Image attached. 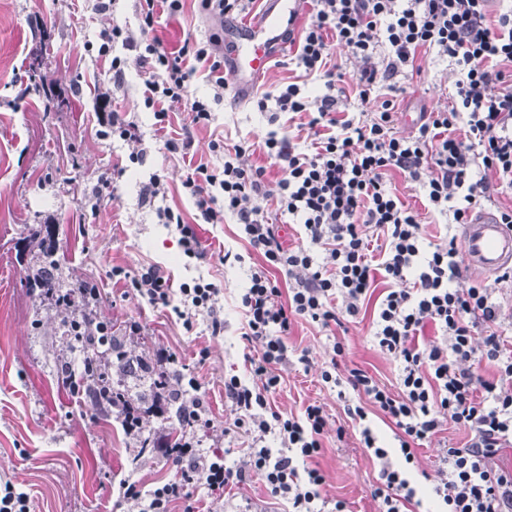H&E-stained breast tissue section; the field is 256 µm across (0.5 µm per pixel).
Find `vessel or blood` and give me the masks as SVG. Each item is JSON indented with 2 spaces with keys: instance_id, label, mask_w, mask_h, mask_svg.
Instances as JSON below:
<instances>
[{
  "instance_id": "obj_1",
  "label": "vessel or blood",
  "mask_w": 512,
  "mask_h": 512,
  "mask_svg": "<svg viewBox=\"0 0 512 512\" xmlns=\"http://www.w3.org/2000/svg\"><path fill=\"white\" fill-rule=\"evenodd\" d=\"M262 12L232 27L225 55L226 91L240 104L253 91L272 58L288 48V33L303 20L304 0H263ZM463 257L471 271L491 276L512 268V228L488 213L461 225Z\"/></svg>"
}]
</instances>
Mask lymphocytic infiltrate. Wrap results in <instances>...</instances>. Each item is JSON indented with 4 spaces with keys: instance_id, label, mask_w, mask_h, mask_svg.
I'll return each mask as SVG.
<instances>
[{
    "instance_id": "obj_1",
    "label": "lymphocytic infiltrate",
    "mask_w": 512,
    "mask_h": 512,
    "mask_svg": "<svg viewBox=\"0 0 512 512\" xmlns=\"http://www.w3.org/2000/svg\"><path fill=\"white\" fill-rule=\"evenodd\" d=\"M314 18L302 30L291 63L305 76L324 81L319 91L295 82L265 93L260 110L307 118L306 151L288 133L269 132L264 152L282 173L277 210L302 225L305 241L282 245L278 226L256 199L266 197V168L251 162L247 143L233 146L213 140L209 149L219 164H188L183 188L193 198L199 220L220 224L236 217L266 263L251 270L240 297L244 347L251 383L237 376L224 381L231 407V431L251 437L239 466L224 454L197 448L193 439L164 446L176 470L149 490L123 481L122 496L143 502V512H197L190 487L210 493L260 478L269 495L284 501L288 512H349L346 501L328 498L318 458L329 416L311 403L298 415L272 409L291 359L288 339L297 320L329 330L354 322L378 283L387 289L372 321L377 349L399 366L400 389L391 391L368 372L341 363V342L324 362L321 380L347 403V429L358 430L364 448L380 465V481L371 492L380 512H512V469L494 464L498 452L512 446V339L502 330L503 308L495 285L512 284V269L498 274L494 286L458 288L464 266L456 236L426 240L419 215L405 207L388 186L398 171L422 190L432 212L454 224L469 223L496 193L512 192V4L489 18L487 0H312ZM137 29L119 23L103 28L98 58L108 60L109 79L100 90L110 102L123 86L129 63H136L144 86L143 102L162 133V148L187 156L190 132L166 137L170 114L188 108L192 128L213 121V107L224 100V57L220 36L167 49L155 34L162 16L175 17L184 0H135ZM346 47L360 63L353 74L360 103L374 111L351 112L345 105V78L332 62L331 44ZM123 54H115V45ZM454 61L452 102L420 114L418 131L403 135L394 127L396 107L380 90L396 91V79L415 69L419 54ZM205 69L211 93L197 98L189 82ZM99 137L125 142L131 162L145 151L138 123L117 111L98 117ZM285 272L279 285L273 270ZM112 278L130 281L137 297L154 308L170 310L185 329L205 318L212 335L224 332L220 288L202 279L180 285L159 267L135 278L123 267ZM376 413L395 427L396 447L382 446L367 422ZM454 426L467 432L464 446L443 449L438 479L430 486L413 483L408 467L415 449ZM280 446H264L266 435Z\"/></svg>"
}]
</instances>
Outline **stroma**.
<instances>
[{
  "label": "stroma",
  "instance_id": "35a3bbf8",
  "mask_svg": "<svg viewBox=\"0 0 512 512\" xmlns=\"http://www.w3.org/2000/svg\"><path fill=\"white\" fill-rule=\"evenodd\" d=\"M95 5L96 0H76L72 6L66 0H0V477L28 494L31 512H140V502L124 499L113 483L129 478L149 488L173 473L171 461L162 455H139L115 414L76 403L63 387V369L78 354L67 343L59 316L28 279L36 265L29 242L43 229L51 234L66 281L75 287L98 284L101 298L95 315L112 323L129 356L151 362L166 351L192 365L212 421L211 428L194 430L202 446L229 449L232 463L245 453L242 437L224 431L230 416L224 379L247 374L238 338L239 295L251 268L265 260L249 246L233 216L220 224L196 223L193 200L182 187L186 166L158 149L137 66L129 67L113 106L138 122L143 162L127 165L126 145L98 136L97 94L107 73L103 62L84 50L85 42L96 41L107 23ZM223 25L222 18L201 13L196 0H188L181 16L161 18L156 34L171 49L186 40L207 41ZM420 63L421 74L398 78L405 93L396 126L404 134L413 129L407 115L447 105L454 80L451 61L431 54ZM44 81L60 92L49 106L34 90ZM271 128L268 113L258 111L253 101L223 102L216 106L212 124L196 130L195 158L212 161L208 144L215 138L230 146L249 141L252 162L266 167L268 189L277 193L281 175L268 166L262 148ZM154 175L163 180L166 194L148 198L144 187ZM102 178L115 189L92 215L86 198ZM389 182L392 192L418 212L428 240L458 233L457 225L430 213L417 185L397 172ZM165 207L180 210L193 224L205 260L185 261L177 234L157 218ZM227 250L242 254L243 263L222 265L219 257ZM116 265L132 275L157 265L178 283L199 277L215 282L224 306L223 335H210L202 318L193 329H185L138 300L133 288L113 284L110 271ZM134 318L142 324L141 333L125 335L126 323ZM370 330L367 319L350 325L342 338L346 363L398 391V367L374 347ZM333 342L317 325L295 323L289 345L309 349L310 362L293 363L285 371L271 406L295 414L310 403L325 406L332 421L319 458L327 475L326 493L345 500L350 512H379L371 496L379 465L362 447L358 433L337 439L335 424L344 418V404L320 381ZM203 349L208 356L202 361L198 353ZM466 441L463 430L448 427L419 449L412 480L436 481L440 446L460 447ZM192 495L201 512L284 510L256 478L227 495H209L201 488Z\"/></svg>",
  "mask_w": 512,
  "mask_h": 512
}]
</instances>
